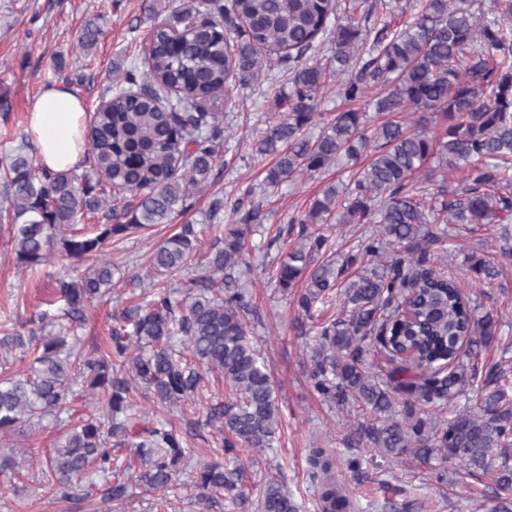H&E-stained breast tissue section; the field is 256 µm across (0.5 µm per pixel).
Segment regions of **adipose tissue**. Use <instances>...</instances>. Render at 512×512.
Listing matches in <instances>:
<instances>
[{
    "label": "adipose tissue",
    "instance_id": "obj_1",
    "mask_svg": "<svg viewBox=\"0 0 512 512\" xmlns=\"http://www.w3.org/2000/svg\"><path fill=\"white\" fill-rule=\"evenodd\" d=\"M84 114L81 98L62 86L48 88L31 103L30 129L44 167L74 166L84 148Z\"/></svg>",
    "mask_w": 512,
    "mask_h": 512
}]
</instances>
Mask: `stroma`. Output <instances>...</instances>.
Masks as SVG:
<instances>
[{
  "instance_id": "stroma-1",
  "label": "stroma",
  "mask_w": 512,
  "mask_h": 512,
  "mask_svg": "<svg viewBox=\"0 0 512 512\" xmlns=\"http://www.w3.org/2000/svg\"><path fill=\"white\" fill-rule=\"evenodd\" d=\"M152 0H0V156L20 144L19 132L28 131L30 104L46 88L61 85L82 98L86 111L107 97L114 69L129 68L143 60L144 37L153 18L146 10ZM97 20L102 29L96 49L76 55L72 46L83 25ZM288 80L260 79L219 100L224 114V146L219 150L206 187L194 193L192 206L173 214L170 223L126 239L112 238L103 248L104 258L115 265L119 285L111 295L85 311L79 328L84 350L107 345L114 311L139 302L140 289L132 278L145 275L153 246L179 231L184 224L207 223L211 202L220 197L225 223L236 222L235 201L256 209L251 236L250 267L241 283L252 297L257 314L248 334L273 378L281 427L271 448L242 454L247 469L245 487L258 497L270 479L284 483L294 494L300 512H319L317 487L307 456L309 449L336 452L337 469L357 493L360 512H487L496 492L489 476L460 477L450 462L434 459L413 467L383 458L377 451L352 440L353 417L325 401L313 388L308 372L313 336L294 330L299 317L297 292H282L271 271L284 250L287 237L277 229H290L294 217L305 214L313 198L327 185L345 189L350 167L339 164L314 176H300L280 188L265 189L260 165L252 147L277 113L276 99L287 90ZM371 224H341L321 260L342 263L360 251L374 232ZM448 252L444 259L455 267L470 256L490 260L498 277L480 285L476 296L481 311L498 319L497 335L481 353L479 368L512 367V253L494 231L481 227L471 232L458 224L447 225ZM69 261L53 257L38 271L22 268L16 259L7 225L0 224V324L10 328H39L41 314H56L59 307L56 279ZM224 401V384L207 380L195 404L167 414L188 438L194 458L210 459L216 430L208 425L212 406ZM60 421L46 417L41 425L24 427L0 441V455H13L20 464L18 477L0 474V512H154L157 492L134 478H126L125 498L112 502L102 497L106 481L94 476L92 494L76 492L69 498L49 492L42 474L47 454L59 435Z\"/></svg>"
}]
</instances>
